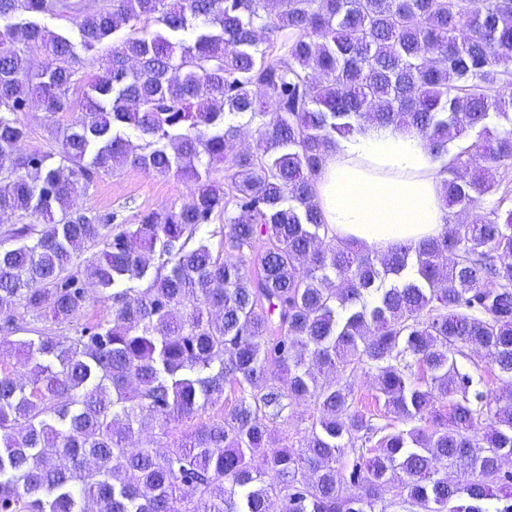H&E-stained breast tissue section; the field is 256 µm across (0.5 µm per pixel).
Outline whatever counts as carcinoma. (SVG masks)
I'll use <instances>...</instances> for the list:
<instances>
[{
	"mask_svg": "<svg viewBox=\"0 0 512 512\" xmlns=\"http://www.w3.org/2000/svg\"><path fill=\"white\" fill-rule=\"evenodd\" d=\"M17 15L0 30V220L21 219L0 227V333L28 337L0 366V512H512V210L372 256L316 192L366 120L419 133L448 157L443 205L482 208L512 173V0H0ZM33 100L71 113L56 152L20 151ZM126 163L193 182L189 200L136 224L78 207ZM220 216L216 251L199 231ZM48 313L69 334L33 326ZM471 344L508 389H478ZM299 399L303 446L266 451ZM147 419L167 451L128 447Z\"/></svg>",
	"mask_w": 512,
	"mask_h": 512,
	"instance_id": "1",
	"label": "carcinoma"
}]
</instances>
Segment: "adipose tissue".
Returning <instances> with one entry per match:
<instances>
[{
	"label": "adipose tissue",
	"instance_id": "1",
	"mask_svg": "<svg viewBox=\"0 0 512 512\" xmlns=\"http://www.w3.org/2000/svg\"><path fill=\"white\" fill-rule=\"evenodd\" d=\"M441 166L417 132L364 125L338 141L317 177L325 221L372 253L418 246L444 229Z\"/></svg>",
	"mask_w": 512,
	"mask_h": 512
}]
</instances>
